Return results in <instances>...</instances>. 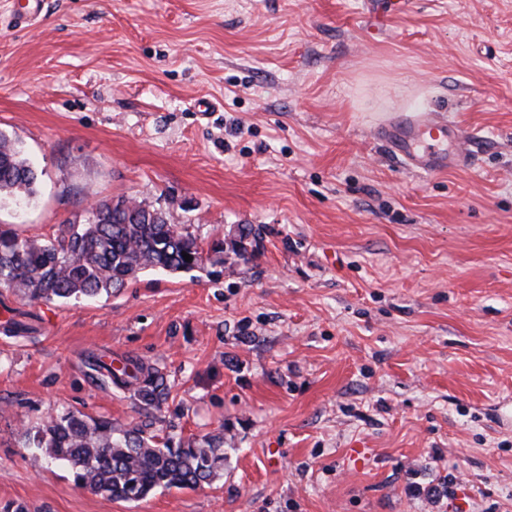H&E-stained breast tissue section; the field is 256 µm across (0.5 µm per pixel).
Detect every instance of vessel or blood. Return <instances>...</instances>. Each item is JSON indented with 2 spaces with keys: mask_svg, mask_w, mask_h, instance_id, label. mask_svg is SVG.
<instances>
[{
  "mask_svg": "<svg viewBox=\"0 0 512 512\" xmlns=\"http://www.w3.org/2000/svg\"><path fill=\"white\" fill-rule=\"evenodd\" d=\"M457 129L444 113L401 112L376 125L375 132L407 169L433 173L467 162Z\"/></svg>",
  "mask_w": 512,
  "mask_h": 512,
  "instance_id": "b4317fda",
  "label": "vessel or blood"
}]
</instances>
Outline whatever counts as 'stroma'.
<instances>
[{"mask_svg": "<svg viewBox=\"0 0 512 512\" xmlns=\"http://www.w3.org/2000/svg\"><path fill=\"white\" fill-rule=\"evenodd\" d=\"M25 4L0 0V133L39 183L0 228L48 238L132 197L205 253L109 297L0 288V506L512 512V0H39L21 28ZM428 109L468 167L416 173L371 136ZM15 311L34 334L4 333ZM93 355L155 365L158 406ZM64 407L175 443L223 429L224 468L83 490L24 446Z\"/></svg>", "mask_w": 512, "mask_h": 512, "instance_id": "35a3bbf8", "label": "stroma"}]
</instances>
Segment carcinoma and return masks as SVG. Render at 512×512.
Here are the masks:
<instances>
[{"mask_svg": "<svg viewBox=\"0 0 512 512\" xmlns=\"http://www.w3.org/2000/svg\"><path fill=\"white\" fill-rule=\"evenodd\" d=\"M36 180L17 143L0 133V197H30ZM128 202H105L95 220L63 224L48 239L0 229V287L22 300L52 304L110 296L145 271L188 272L201 265L203 252L187 228L167 216L154 221L144 206L132 209L129 219ZM90 366L117 385L135 387L145 406L158 403L163 376L157 369L137 359L114 368L100 356L91 357ZM24 437L36 464L66 465L78 487L123 501L142 500L159 488H196L224 468L221 430L173 448L146 423L122 427L64 408L26 427Z\"/></svg>", "mask_w": 512, "mask_h": 512, "instance_id": "carcinoma-1", "label": "carcinoma"}]
</instances>
